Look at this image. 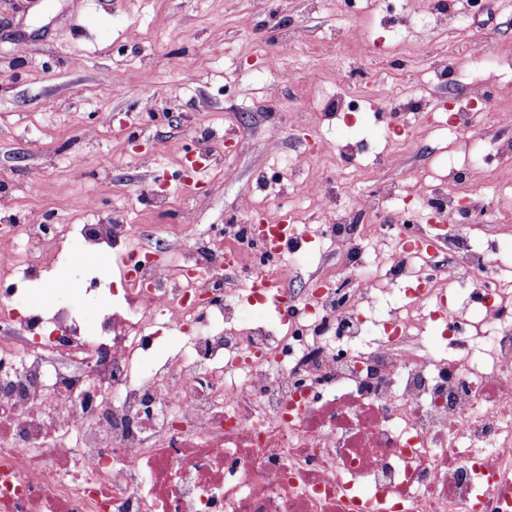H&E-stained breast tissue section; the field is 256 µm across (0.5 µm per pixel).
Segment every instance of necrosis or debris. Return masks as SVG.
Returning a JSON list of instances; mask_svg holds the SVG:
<instances>
[{
    "label": "necrosis or debris",
    "instance_id": "4bbe7bcc",
    "mask_svg": "<svg viewBox=\"0 0 512 512\" xmlns=\"http://www.w3.org/2000/svg\"><path fill=\"white\" fill-rule=\"evenodd\" d=\"M484 100H425V125L468 147L450 174L400 170L315 229L291 213L336 257L303 292L304 253L254 229L284 209L270 196L230 236L186 219L162 249L132 224L6 225L0 512H512V253L449 235L504 230L452 187L484 172ZM376 195L387 223L364 221ZM71 237L86 271L122 260L126 288L90 330L66 285L29 302ZM268 277L278 326L249 315ZM168 330L180 346L161 358Z\"/></svg>",
    "mask_w": 512,
    "mask_h": 512
}]
</instances>
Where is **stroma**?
<instances>
[{
    "instance_id": "35a3bbf8",
    "label": "stroma",
    "mask_w": 512,
    "mask_h": 512,
    "mask_svg": "<svg viewBox=\"0 0 512 512\" xmlns=\"http://www.w3.org/2000/svg\"><path fill=\"white\" fill-rule=\"evenodd\" d=\"M364 0H0V225L51 212L65 224H142L147 244L168 238L180 213L200 232L242 218L265 195L263 177L282 158L306 155L314 127L343 149L361 148L360 169L325 161L338 200L362 182L391 183L398 168L423 173L437 143L426 131L396 134L375 162L387 102L404 100L448 55L512 56V0L466 5L398 54L374 50L399 25ZM337 64L354 80L313 78ZM363 108L336 119L321 106L336 93ZM487 146L512 136V82L484 103ZM248 147L236 150L237 141ZM188 172L193 193L175 188ZM47 190L31 193V174ZM164 189L171 208L154 206ZM97 196L98 208L86 207ZM74 264L57 263L32 296L52 305L53 283L72 290L86 321L112 304L120 284L84 289Z\"/></svg>"
}]
</instances>
